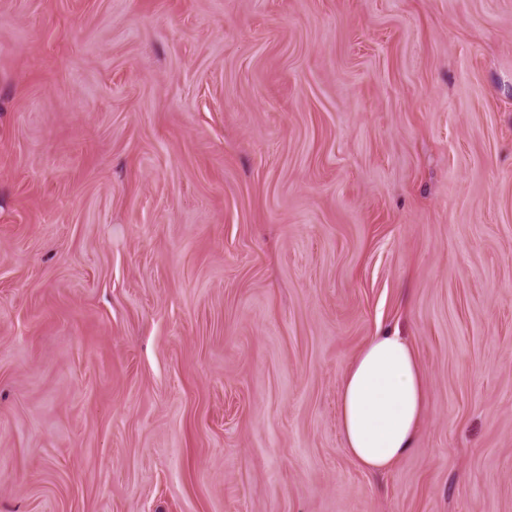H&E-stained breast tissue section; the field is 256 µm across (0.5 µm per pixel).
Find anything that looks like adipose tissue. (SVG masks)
I'll list each match as a JSON object with an SVG mask.
<instances>
[{"label":"adipose tissue","mask_w":512,"mask_h":512,"mask_svg":"<svg viewBox=\"0 0 512 512\" xmlns=\"http://www.w3.org/2000/svg\"><path fill=\"white\" fill-rule=\"evenodd\" d=\"M424 403L425 376L409 340L396 331L371 337L341 384L340 422L349 455L368 473L390 470L411 448Z\"/></svg>","instance_id":"adipose-tissue-1"}]
</instances>
